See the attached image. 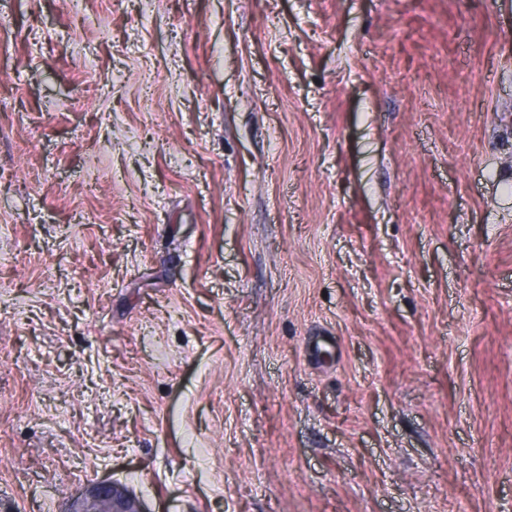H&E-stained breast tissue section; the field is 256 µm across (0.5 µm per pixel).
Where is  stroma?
Segmentation results:
<instances>
[{"instance_id": "1", "label": "stroma", "mask_w": 512, "mask_h": 512, "mask_svg": "<svg viewBox=\"0 0 512 512\" xmlns=\"http://www.w3.org/2000/svg\"><path fill=\"white\" fill-rule=\"evenodd\" d=\"M1 225L0 512H512V0H0ZM70 512H148L140 500L127 488L116 484H97L88 489L87 494Z\"/></svg>"}]
</instances>
